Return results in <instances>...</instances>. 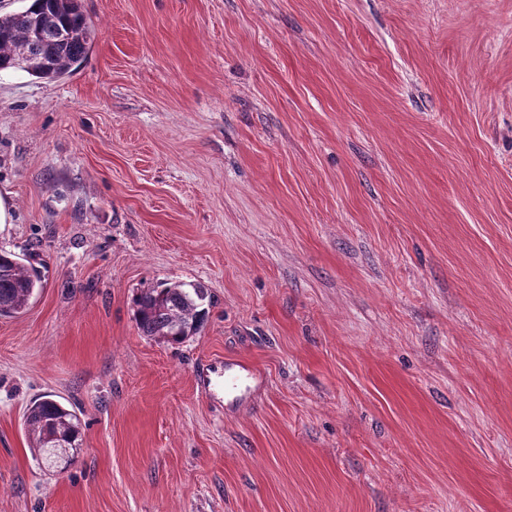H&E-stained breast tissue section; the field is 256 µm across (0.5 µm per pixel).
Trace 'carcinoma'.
<instances>
[{"mask_svg": "<svg viewBox=\"0 0 512 512\" xmlns=\"http://www.w3.org/2000/svg\"><path fill=\"white\" fill-rule=\"evenodd\" d=\"M95 30L79 0H30L22 11L0 14V73L22 71L53 80L80 66ZM42 287L39 270L12 253L0 251V318L15 317ZM209 296L198 283L160 282L133 298V319L142 335L181 344L200 332ZM29 447L48 465L72 462L80 449V419L75 411L49 397L27 407ZM61 437L65 448L51 442Z\"/></svg>", "mask_w": 512, "mask_h": 512, "instance_id": "cac0c4a2", "label": "carcinoma"}]
</instances>
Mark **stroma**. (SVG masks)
Segmentation results:
<instances>
[{
    "instance_id": "35a3bbf8",
    "label": "stroma",
    "mask_w": 512,
    "mask_h": 512,
    "mask_svg": "<svg viewBox=\"0 0 512 512\" xmlns=\"http://www.w3.org/2000/svg\"><path fill=\"white\" fill-rule=\"evenodd\" d=\"M80 3L78 69L0 75V250L44 274L0 512H512V0ZM161 281L211 296L180 345L132 319ZM253 381H256L255 374L234 363L226 364L224 367V389L228 392H246ZM25 416L29 446L41 461L53 465L67 459L71 464L80 449L81 423L75 411L46 396L31 402ZM57 437L63 438L68 447L52 448L50 443Z\"/></svg>"
}]
</instances>
